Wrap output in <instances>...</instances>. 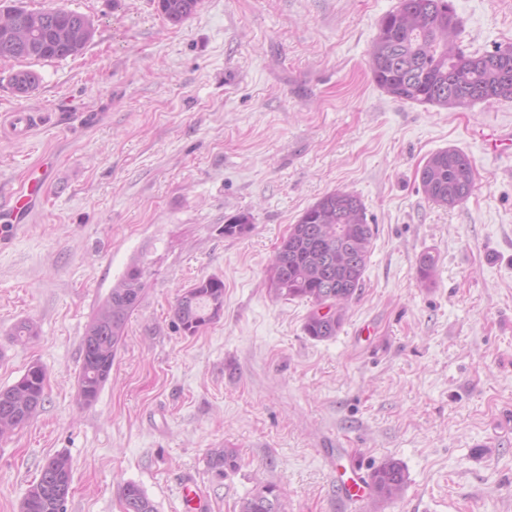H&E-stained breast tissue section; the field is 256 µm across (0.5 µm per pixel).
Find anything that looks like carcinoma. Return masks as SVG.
<instances>
[{
  "label": "carcinoma",
  "instance_id": "1",
  "mask_svg": "<svg viewBox=\"0 0 512 512\" xmlns=\"http://www.w3.org/2000/svg\"><path fill=\"white\" fill-rule=\"evenodd\" d=\"M200 0H157L160 14L173 24L189 19ZM11 17L0 27V58L60 60L82 52L91 39V20L62 8L33 11L14 0L3 10ZM459 28L452 0H399L381 20L369 50L374 82L388 94L407 102L448 107V95L458 105L512 101V53H468L448 40V29ZM10 82L26 96L39 84L27 70L14 72ZM425 197L453 208L473 193L470 158L456 148L430 155L417 169ZM374 232L366 209L354 193L336 190L306 208L277 248L272 263L271 289L286 300L305 299L312 310L304 332L314 340L336 335L347 304L361 290ZM144 268L136 259L112 285L97 308L82 339V364L77 377L81 404L92 405L109 380L112 364L125 341V331L144 292ZM224 310V280L208 277L184 289L172 307L180 329L194 335ZM38 335L34 323L22 320L12 339L25 343ZM45 368L34 363L13 384L0 387V439L26 425L45 400ZM210 469L222 474L238 466L231 448H213ZM404 466L389 460L370 475L372 492L390 499L406 484ZM72 482L71 464L64 455L47 460L20 506V512H66ZM123 512H156L142 487L126 482L120 488ZM238 512H286L279 489L265 484L239 502Z\"/></svg>",
  "mask_w": 512,
  "mask_h": 512
}]
</instances>
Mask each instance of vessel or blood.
<instances>
[{
    "label": "vessel or blood",
    "mask_w": 512,
    "mask_h": 512,
    "mask_svg": "<svg viewBox=\"0 0 512 512\" xmlns=\"http://www.w3.org/2000/svg\"><path fill=\"white\" fill-rule=\"evenodd\" d=\"M41 122L40 113L17 110L8 113L5 125L15 138L23 139L28 137ZM50 186L48 164L40 163L28 170L20 187L13 191L5 202L0 203L1 242H8L19 227L30 222L37 206L46 201ZM336 490L346 502L351 504L361 503L371 495L369 481L358 469L337 470Z\"/></svg>",
    "instance_id": "b4317fda"
}]
</instances>
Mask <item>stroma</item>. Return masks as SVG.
I'll return each mask as SVG.
<instances>
[{"mask_svg":"<svg viewBox=\"0 0 512 512\" xmlns=\"http://www.w3.org/2000/svg\"><path fill=\"white\" fill-rule=\"evenodd\" d=\"M88 16L82 53L34 64L37 88L0 59V114L45 120L0 136V200L44 159L53 188L0 245V386L47 371L36 416L0 440V512L50 457L69 458L67 512H121L139 484L156 512H183L193 480L208 512L276 484L287 512H512V101L455 110L399 100L368 50L398 0H201L172 24L154 0H25ZM468 52L512 45V0H453ZM462 149L472 196L429 201L416 176ZM360 197L374 229L359 295L336 336L314 340L312 306L269 288L276 250L324 194ZM244 215L242 234L224 233ZM432 282L418 276L424 254ZM144 294L97 401L81 405L86 326L135 258ZM224 281V312L193 336L172 321L179 292ZM33 320L38 335L13 342ZM238 467L208 469L210 449ZM400 461L394 499L359 510L337 464ZM42 122V116L37 112L17 110L9 112L1 127H7L11 134L18 139L28 137Z\"/></svg>","mask_w":512,"mask_h":512,"instance_id":"obj_1","label":"stroma"}]
</instances>
